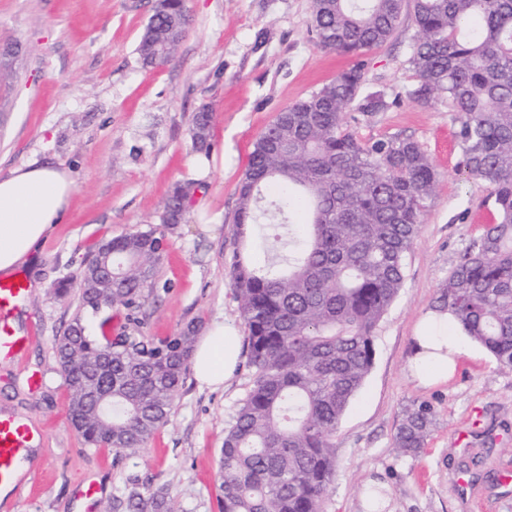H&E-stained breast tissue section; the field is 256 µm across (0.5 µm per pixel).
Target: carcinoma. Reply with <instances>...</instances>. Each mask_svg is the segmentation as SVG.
I'll list each match as a JSON object with an SVG mask.
<instances>
[{
    "mask_svg": "<svg viewBox=\"0 0 512 512\" xmlns=\"http://www.w3.org/2000/svg\"><path fill=\"white\" fill-rule=\"evenodd\" d=\"M404 0H313V34L334 51L360 56L385 43ZM420 37L409 63V97L447 96L462 117L468 173L490 187L493 219L453 268L442 306L468 338L512 370V0H412ZM184 0H157L137 46L146 67L187 33ZM356 63L278 113L253 145L234 213L233 288L245 329L251 385L225 431L219 512H324L336 474L333 439L370 372L377 327L404 285L406 257L433 196L437 173L414 140L363 141L343 112L389 106L362 93ZM212 114L194 117L193 149L209 154ZM193 182L174 184L161 223H181ZM273 240L267 264L245 254L257 226ZM112 247L110 301L80 281L77 310L53 349L70 396L68 421L84 442L117 453L144 447L168 423L189 370L196 331L156 338L140 329L145 293L167 249L155 227L100 241ZM103 314L100 335L84 315ZM112 370L99 374V351ZM112 386V416L93 393ZM432 409L406 411L394 438L403 456L419 452ZM125 512H170L164 492L129 489Z\"/></svg>",
    "mask_w": 512,
    "mask_h": 512,
    "instance_id": "1",
    "label": "carcinoma"
}]
</instances>
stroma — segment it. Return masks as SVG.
I'll return each instance as SVG.
<instances>
[{
  "label": "stroma",
  "mask_w": 512,
  "mask_h": 512,
  "mask_svg": "<svg viewBox=\"0 0 512 512\" xmlns=\"http://www.w3.org/2000/svg\"><path fill=\"white\" fill-rule=\"evenodd\" d=\"M156 0H0V46L18 45L0 70V179L16 169L64 171L73 192L62 220L36 244L31 265L17 269L30 292L16 314L31 333L22 357L0 363V414L37 432L22 483L0 512H114L131 485L161 490L177 512H218L217 472L224 434L251 380L246 361L217 389L187 376L169 422L133 455L90 448L67 420L68 392L53 350L76 312L80 265L101 239L159 226L172 184L199 180L182 224L169 232L156 284L142 309L148 336H171L189 322L206 333L238 321L230 257L238 185L253 144L278 112L353 65L321 48L311 33V0H185L189 27L171 60L143 67L136 47ZM419 38L410 0L391 38L362 56L365 92L391 105L344 112L360 139L417 141L437 172L432 201L407 256L404 286L381 320L373 366L336 432V474L325 512H365L368 482L387 486L394 512H512V485L498 468L512 464V371L469 342L448 383L422 388L407 375L417 320L443 286L493 208L489 187L469 175L447 97L428 104L408 96L417 83L409 64ZM214 117L206 166L192 149L196 112ZM68 282L70 293L53 287ZM39 372L41 384L28 383ZM431 404L435 423L420 452L398 455L394 436L406 409ZM468 432L467 447L457 444ZM472 496L455 486L458 470ZM97 482L86 506L79 489Z\"/></svg>",
  "instance_id": "1"
}]
</instances>
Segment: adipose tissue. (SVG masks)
Instances as JSON below:
<instances>
[{
  "mask_svg": "<svg viewBox=\"0 0 512 512\" xmlns=\"http://www.w3.org/2000/svg\"><path fill=\"white\" fill-rule=\"evenodd\" d=\"M72 190L66 173L45 167L19 169L0 180V274H12L27 263L35 244L67 208ZM466 341L447 310H428L412 337L411 377L425 387L447 382ZM238 360L235 325L218 323L196 347L192 370L200 383L218 386L233 375Z\"/></svg>",
  "mask_w": 512,
  "mask_h": 512,
  "instance_id": "adipose-tissue-1",
  "label": "adipose tissue"
}]
</instances>
